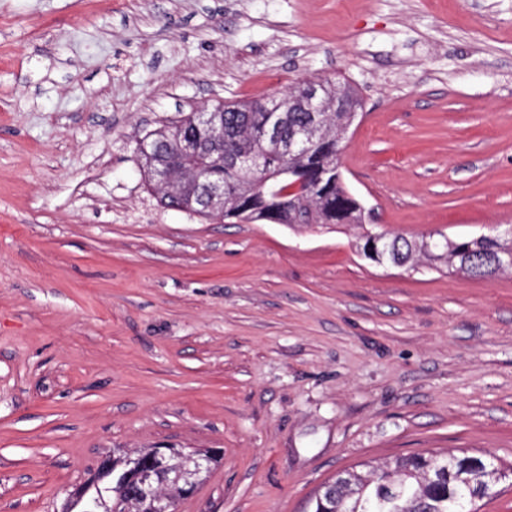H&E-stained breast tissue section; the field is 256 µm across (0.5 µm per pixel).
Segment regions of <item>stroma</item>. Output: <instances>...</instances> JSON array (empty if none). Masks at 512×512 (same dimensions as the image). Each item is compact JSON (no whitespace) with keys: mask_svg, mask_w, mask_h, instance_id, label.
<instances>
[{"mask_svg":"<svg viewBox=\"0 0 512 512\" xmlns=\"http://www.w3.org/2000/svg\"><path fill=\"white\" fill-rule=\"evenodd\" d=\"M310 76L364 101L341 171L378 230L512 229V0H0V512L156 446L220 454L178 512H312L414 453L512 465V273L150 189L147 132Z\"/></svg>","mask_w":512,"mask_h":512,"instance_id":"obj_1","label":"stroma"}]
</instances>
